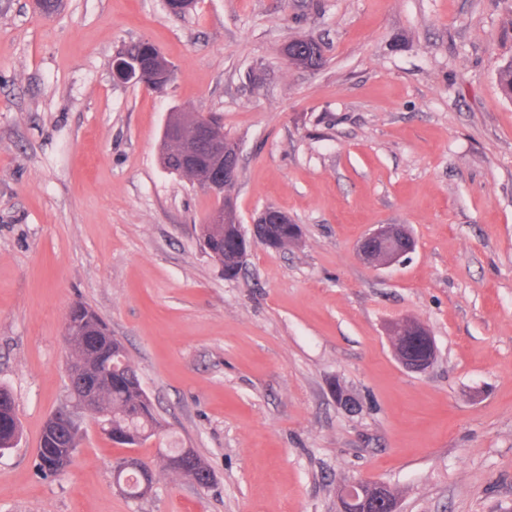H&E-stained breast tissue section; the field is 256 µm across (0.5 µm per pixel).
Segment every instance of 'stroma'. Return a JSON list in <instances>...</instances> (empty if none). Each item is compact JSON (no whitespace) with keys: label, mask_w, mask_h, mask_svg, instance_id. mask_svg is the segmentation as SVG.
I'll use <instances>...</instances> for the list:
<instances>
[{"label":"stroma","mask_w":512,"mask_h":512,"mask_svg":"<svg viewBox=\"0 0 512 512\" xmlns=\"http://www.w3.org/2000/svg\"><path fill=\"white\" fill-rule=\"evenodd\" d=\"M309 37L320 66L282 53ZM147 40L164 93L112 78ZM512 0H0V385L21 439L0 454V512H336L378 481L398 512H512ZM214 113L240 148L242 227L272 205L288 248L236 278L206 253L213 199L165 170L170 112ZM377 224L416 249L362 263ZM91 306L121 340L162 424L114 444L86 418L69 469L36 466L68 395L65 320ZM424 324L437 356L404 369L389 339ZM344 393L353 402L337 400ZM193 448L202 489L163 467ZM150 464L151 496L114 467ZM134 461L131 458H127L123 462H121L116 469L115 479L117 486L127 493V487L129 491V496L137 499H144L149 495L152 491V484L154 485V473L150 467V465L146 464L141 459L138 460L139 467L143 471L144 474L148 475L150 479V483L144 488L143 480L140 472L137 469H132L127 471L124 475L127 476V483L125 477L122 480V483L118 481V477L127 469H131L133 467ZM128 485V486H127Z\"/></svg>","instance_id":"1"}]
</instances>
